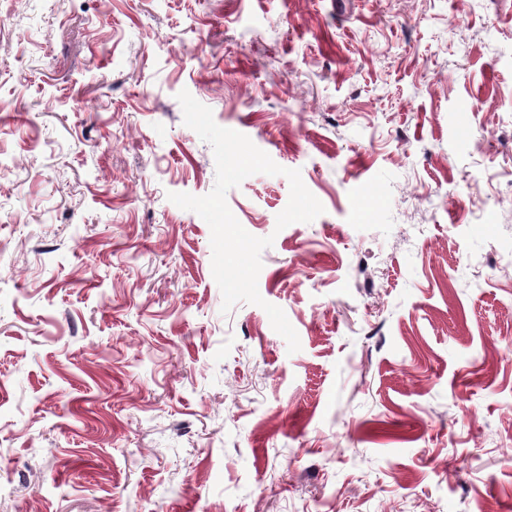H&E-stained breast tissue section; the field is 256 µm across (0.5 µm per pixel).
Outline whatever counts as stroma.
<instances>
[{"mask_svg": "<svg viewBox=\"0 0 512 512\" xmlns=\"http://www.w3.org/2000/svg\"><path fill=\"white\" fill-rule=\"evenodd\" d=\"M509 169L512 0H0V512H512Z\"/></svg>", "mask_w": 512, "mask_h": 512, "instance_id": "stroma-1", "label": "stroma"}]
</instances>
